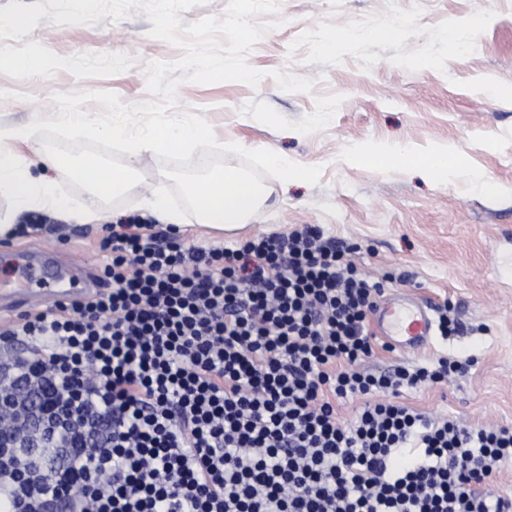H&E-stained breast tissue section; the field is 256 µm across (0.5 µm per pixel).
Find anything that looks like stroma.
Instances as JSON below:
<instances>
[{"label":"stroma","mask_w":512,"mask_h":512,"mask_svg":"<svg viewBox=\"0 0 512 512\" xmlns=\"http://www.w3.org/2000/svg\"><path fill=\"white\" fill-rule=\"evenodd\" d=\"M278 17L281 26L248 55L251 66L267 73L258 88L186 83L179 108L204 117L219 142L322 166V177L313 186L262 175L265 200L249 227L213 234L193 224L183 240L208 248L312 224L325 239L360 245L355 261L384 281L386 292L406 290L433 306L450 305L461 326L418 353L379 352L373 368L441 357L467 363L465 373L407 392L405 401L465 424L512 425V278L499 275L512 266V0H281ZM469 21L472 31L449 53V23ZM392 26L394 38L379 37ZM151 27L134 8L121 21L106 16L92 25L59 26L44 16L20 39H0V124L57 119L58 92L105 90L125 104L148 100L147 62L182 55L152 38ZM339 30L347 41L325 50ZM31 52L45 67L20 74L10 61ZM274 70L316 84L308 93H288L271 78ZM48 139L40 132L21 145L34 173L48 172L42 162ZM366 141L418 151L452 144L493 189L477 192L463 180L438 185L398 165L363 166L353 152ZM164 165L143 154L138 186L105 202L100 227L52 214L35 230L0 239V303L47 247L80 287H97L104 225L134 215L152 219L147 205L155 188L174 185L162 176ZM51 175L62 196L85 198L65 170Z\"/></svg>","instance_id":"obj_1"}]
</instances>
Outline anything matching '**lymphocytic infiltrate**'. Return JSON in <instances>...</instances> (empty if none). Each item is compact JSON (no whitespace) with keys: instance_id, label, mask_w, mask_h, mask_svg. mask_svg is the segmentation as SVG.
Segmentation results:
<instances>
[{"instance_id":"f902f5d3","label":"lymphocytic infiltrate","mask_w":512,"mask_h":512,"mask_svg":"<svg viewBox=\"0 0 512 512\" xmlns=\"http://www.w3.org/2000/svg\"><path fill=\"white\" fill-rule=\"evenodd\" d=\"M103 288L0 327L9 512H512L486 486L512 426L401 394L463 373L376 370L384 294L312 225L229 247L110 224ZM357 400L340 422V402Z\"/></svg>"}]
</instances>
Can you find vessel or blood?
<instances>
[{
	"label": "vessel or blood",
	"instance_id": "obj_1",
	"mask_svg": "<svg viewBox=\"0 0 512 512\" xmlns=\"http://www.w3.org/2000/svg\"><path fill=\"white\" fill-rule=\"evenodd\" d=\"M72 296V289L60 281L39 293H23L22 298L35 306L59 303ZM373 321L378 334L401 351L423 350L435 336L432 306L409 292H398L380 301Z\"/></svg>",
	"mask_w": 512,
	"mask_h": 512
}]
</instances>
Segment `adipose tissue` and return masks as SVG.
<instances>
[{
  "label": "adipose tissue",
  "instance_id": "adipose-tissue-1",
  "mask_svg": "<svg viewBox=\"0 0 512 512\" xmlns=\"http://www.w3.org/2000/svg\"><path fill=\"white\" fill-rule=\"evenodd\" d=\"M28 138L27 130L0 126V189L9 193L17 210H52L71 220L88 221L89 210L73 208L62 200L51 179L33 174L28 156L16 148L17 142ZM195 139L196 132L190 127L149 129L133 137L127 164L106 166L99 160L85 158L71 167L70 174L93 193L116 197L132 186L140 153L176 151ZM353 156L360 164L374 169L395 161L405 168L422 171L440 184L462 178L472 189L482 191L489 183L485 174L467 168L457 149L450 144L436 145L425 154L405 145L364 144L355 149ZM185 192L190 213L186 216L168 214L169 224L179 227L190 218L197 224L222 231L236 230L250 223L264 194L258 182L234 168L210 171L202 183L188 184Z\"/></svg>",
  "mask_w": 512,
  "mask_h": 512
}]
</instances>
